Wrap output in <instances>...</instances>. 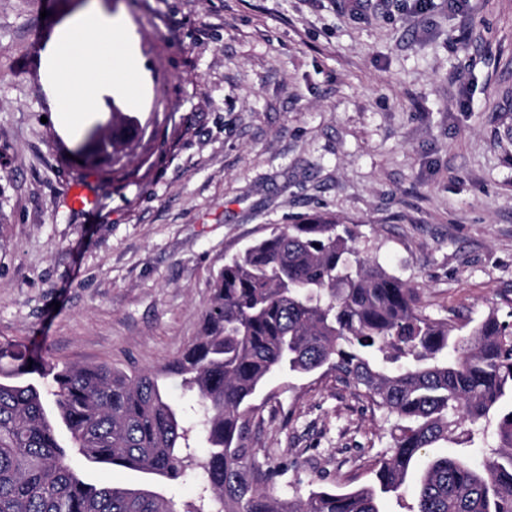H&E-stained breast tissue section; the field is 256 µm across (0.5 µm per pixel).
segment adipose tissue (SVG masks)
<instances>
[{
	"instance_id": "ef3b65f1",
	"label": "adipose tissue",
	"mask_w": 512,
	"mask_h": 512,
	"mask_svg": "<svg viewBox=\"0 0 512 512\" xmlns=\"http://www.w3.org/2000/svg\"><path fill=\"white\" fill-rule=\"evenodd\" d=\"M102 30L109 37L101 44L88 40L87 32ZM132 38L124 18H101L88 15L70 26L65 35L49 50V68L70 74L62 83L60 110L70 122H77L92 110L101 88L123 95L129 103H137L139 94L134 83L114 81L115 73L129 71Z\"/></svg>"
}]
</instances>
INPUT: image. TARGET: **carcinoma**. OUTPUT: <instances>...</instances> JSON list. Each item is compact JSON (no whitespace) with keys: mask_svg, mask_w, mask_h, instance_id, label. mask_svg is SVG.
I'll return each instance as SVG.
<instances>
[{"mask_svg":"<svg viewBox=\"0 0 512 512\" xmlns=\"http://www.w3.org/2000/svg\"><path fill=\"white\" fill-rule=\"evenodd\" d=\"M353 242L351 229L317 215L224 259L198 335L168 368L196 397L191 422L151 372L60 366L0 342V512H176L149 487L88 482L90 465L199 473L186 512H383L422 457L405 512H512V324L494 309L473 324L430 318L417 288ZM319 371L395 419L391 454L368 486L305 492L250 446L253 400L268 380ZM491 417L485 467L427 453L472 442Z\"/></svg>","mask_w":512,"mask_h":512,"instance_id":"carcinoma-1","label":"carcinoma"}]
</instances>
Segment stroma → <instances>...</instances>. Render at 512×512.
<instances>
[{
	"instance_id": "35a3bbf8",
	"label": "stroma",
	"mask_w": 512,
	"mask_h": 512,
	"mask_svg": "<svg viewBox=\"0 0 512 512\" xmlns=\"http://www.w3.org/2000/svg\"><path fill=\"white\" fill-rule=\"evenodd\" d=\"M125 18L141 99L101 90L62 132L47 48ZM117 156L83 145L127 119ZM84 189L95 199L80 209ZM336 215L427 315H512V0H0V341L58 364L168 374L225 257L273 225ZM257 458L285 481L369 484L393 419L333 376L272 377ZM182 512L198 493L148 475Z\"/></svg>"
}]
</instances>
